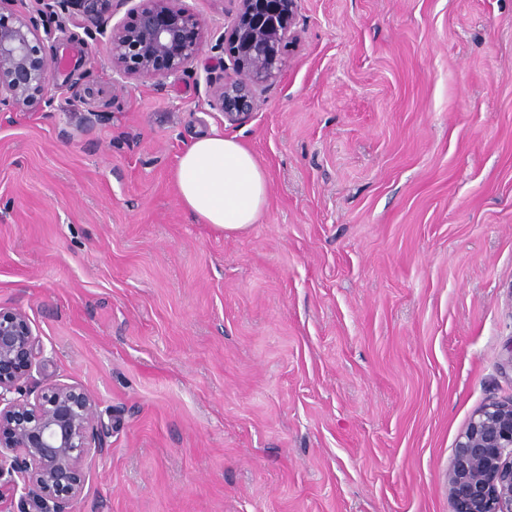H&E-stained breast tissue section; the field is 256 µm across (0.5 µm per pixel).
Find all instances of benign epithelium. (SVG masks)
I'll use <instances>...</instances> for the list:
<instances>
[{
    "instance_id": "7a95c632",
    "label": "benign epithelium",
    "mask_w": 512,
    "mask_h": 512,
    "mask_svg": "<svg viewBox=\"0 0 512 512\" xmlns=\"http://www.w3.org/2000/svg\"><path fill=\"white\" fill-rule=\"evenodd\" d=\"M15 0H0V112L51 105L46 88L63 69L44 54L53 31L18 14ZM95 23L91 36L107 45L120 82L162 81L196 58L205 27L188 0H120L127 18L107 27L112 0H54ZM225 39L232 72L217 83L206 76L224 117L253 110L256 88L276 78L299 0H228ZM39 348L26 311L0 306V504L21 493L37 512H71L88 466L104 452L95 397L70 384L46 387L29 400L23 384ZM449 512H512V402L477 411L460 434L447 473Z\"/></svg>"
}]
</instances>
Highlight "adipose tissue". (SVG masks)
<instances>
[{
	"label": "adipose tissue",
	"mask_w": 512,
	"mask_h": 512,
	"mask_svg": "<svg viewBox=\"0 0 512 512\" xmlns=\"http://www.w3.org/2000/svg\"><path fill=\"white\" fill-rule=\"evenodd\" d=\"M173 180L182 205L223 232H241L256 223L269 195L267 176L252 152L220 132L185 145Z\"/></svg>",
	"instance_id": "ef3b65f1"
}]
</instances>
